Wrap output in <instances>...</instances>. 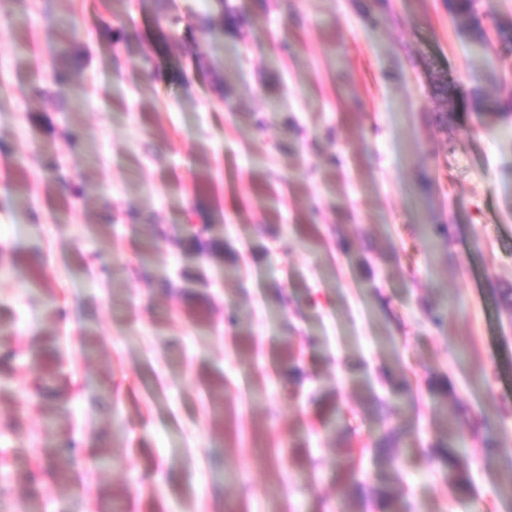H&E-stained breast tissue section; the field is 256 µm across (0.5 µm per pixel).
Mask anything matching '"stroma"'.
<instances>
[{
	"mask_svg": "<svg viewBox=\"0 0 512 512\" xmlns=\"http://www.w3.org/2000/svg\"><path fill=\"white\" fill-rule=\"evenodd\" d=\"M229 3L0 0V512H512V49L483 73L444 0ZM66 444L69 448H42L40 450V456L46 457L52 460H58V464H56V468L53 471L52 475H54L60 481L65 482L67 480L66 470L68 469L69 455L71 451L75 448L73 444V440L67 439Z\"/></svg>",
	"mask_w": 512,
	"mask_h": 512,
	"instance_id": "obj_1",
	"label": "stroma"
}]
</instances>
